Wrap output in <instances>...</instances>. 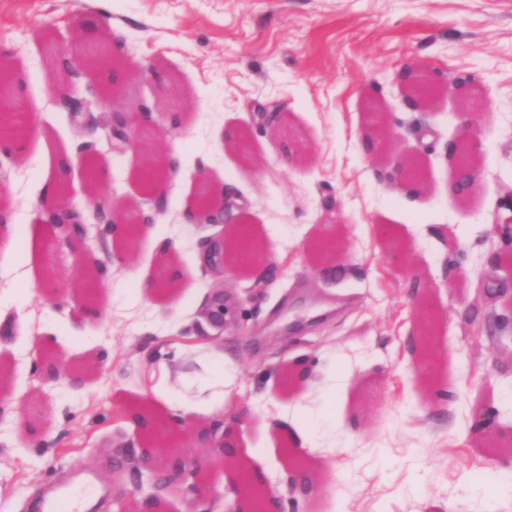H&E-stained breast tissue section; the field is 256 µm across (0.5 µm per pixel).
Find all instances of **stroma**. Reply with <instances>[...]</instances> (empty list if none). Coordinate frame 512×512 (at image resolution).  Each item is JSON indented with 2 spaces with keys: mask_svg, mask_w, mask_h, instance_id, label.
Returning <instances> with one entry per match:
<instances>
[{
  "mask_svg": "<svg viewBox=\"0 0 512 512\" xmlns=\"http://www.w3.org/2000/svg\"><path fill=\"white\" fill-rule=\"evenodd\" d=\"M88 28L173 76L182 100L177 114L153 115L164 129L154 148L182 158L167 205L117 264L110 225L87 224L78 250L30 226L55 200L63 153L91 154L118 203L153 208L139 179L145 154L113 153L51 98L44 31L66 49ZM0 61L22 75L21 117L33 124L0 143V201L20 240L0 242V512H28L80 468L109 488L98 512H117L143 469L142 432L126 419L140 401L181 428L182 449L192 450L193 428L233 426L247 455L164 494L158 512H208L247 470L281 512H512V493L496 487L512 471V270L485 262L512 247V0H0ZM417 64L468 70L476 83L467 97L411 111L395 79ZM103 82L118 89L115 108L152 95L127 70L83 80L79 96ZM368 96L386 103L398 149L423 158V186L403 189L371 160ZM469 103L480 171L460 202L446 145ZM265 109L284 114V131ZM202 172L232 189L260 244L253 265L229 263L233 225L182 223ZM158 236L172 245L175 281L162 303L135 293L161 274ZM318 239L339 243L340 279L316 274ZM449 261L462 271L451 282ZM262 271L269 280L254 288ZM91 278L101 311L85 317L45 287L51 279L72 295ZM424 296L438 316L427 390L410 349ZM217 304L220 322L208 314ZM43 350L87 364L83 383L43 382ZM303 365L309 374L286 389L282 370ZM214 392L209 411L176 407ZM478 405L494 413L488 443L470 432ZM283 422L308 439L300 454L315 484L305 496L288 493Z\"/></svg>",
  "mask_w": 512,
  "mask_h": 512,
  "instance_id": "35a3bbf8",
  "label": "stroma"
}]
</instances>
